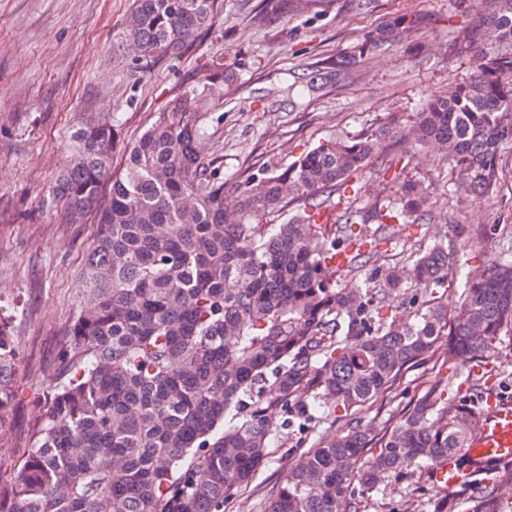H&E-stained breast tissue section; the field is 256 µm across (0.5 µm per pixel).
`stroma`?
Returning <instances> with one entry per match:
<instances>
[{
  "instance_id": "stroma-1",
  "label": "stroma",
  "mask_w": 512,
  "mask_h": 512,
  "mask_svg": "<svg viewBox=\"0 0 512 512\" xmlns=\"http://www.w3.org/2000/svg\"><path fill=\"white\" fill-rule=\"evenodd\" d=\"M259 2L224 0L215 28L191 48L140 65L112 53L131 0H0V314L17 347L14 398L0 410V475L20 466L50 387L66 374L69 327L86 300L80 273L95 226L89 219L68 222L49 194L78 125L106 119L124 141H133L198 81L205 61L223 59L238 87L211 104L205 137L222 157L224 187L232 192L250 173L288 168L325 138L367 136L392 116L411 118L443 90L467 82L477 60L459 50L449 16L480 26L483 44L498 43L484 0H310L307 9H283L262 22L255 18ZM403 15L415 17L414 28L401 41L356 58L332 87L312 92L298 83V74ZM456 179L430 148L395 139L388 156L373 160L340 192L363 211L398 194L403 182L422 183L429 219L411 227L413 242L397 246L393 261L406 264L415 245L443 242L451 266L436 294L452 319L466 279L512 255V150L501 154L492 195H452ZM472 374L478 386L465 387ZM451 375L460 394L512 401V340L481 359L449 361L436 347L364 406L333 417L315 411L306 438L273 442L270 461L225 499L224 512H264L289 459L355 426L383 432ZM407 494L425 501L430 487L388 481L369 494L365 512H398Z\"/></svg>"
}]
</instances>
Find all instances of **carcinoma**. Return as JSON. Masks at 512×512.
<instances>
[{
    "label": "carcinoma",
    "instance_id": "obj_1",
    "mask_svg": "<svg viewBox=\"0 0 512 512\" xmlns=\"http://www.w3.org/2000/svg\"><path fill=\"white\" fill-rule=\"evenodd\" d=\"M492 4L501 46L482 47L475 27L456 30L477 54L470 81L406 126L328 138L283 171L248 175L232 196L203 137L212 91L235 84L216 60L126 147L121 170H112L120 142L112 122L73 134L56 195L72 222L96 218L82 271L91 300L71 321L66 379L51 388L0 512H220L269 462L274 433H306L301 398L347 412L442 336L448 356L483 357L512 335V263L467 282L452 323L432 296L448 277L444 244L411 254L402 274L377 264L381 244L427 219L419 184H404L383 208L372 204L360 225L347 210L335 224L318 220L394 138L443 146L460 175L454 195L494 192L501 153L512 146V0ZM223 9L224 0H133L118 51L135 62L173 54L212 29ZM413 24L393 19L303 82L335 84L356 54ZM335 263L371 275L340 288L326 275ZM408 289L414 321L397 310L382 316ZM14 358L0 322V410L12 398ZM482 425L480 404L450 405L448 387H435L377 438L353 427L316 443L288 467L265 512H362L363 492L415 474L433 494L423 505L404 501L402 512H512L499 493L512 484V461L457 497L433 480L434 465L450 456L470 464Z\"/></svg>",
    "mask_w": 512,
    "mask_h": 512
}]
</instances>
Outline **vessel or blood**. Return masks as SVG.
Returning a JSON list of instances; mask_svg holds the SVG:
<instances>
[{
    "label": "vessel or blood",
    "mask_w": 512,
    "mask_h": 512,
    "mask_svg": "<svg viewBox=\"0 0 512 512\" xmlns=\"http://www.w3.org/2000/svg\"><path fill=\"white\" fill-rule=\"evenodd\" d=\"M470 455L484 467L512 459V402L489 399L484 429L472 442Z\"/></svg>",
    "instance_id": "b4317fda"
}]
</instances>
